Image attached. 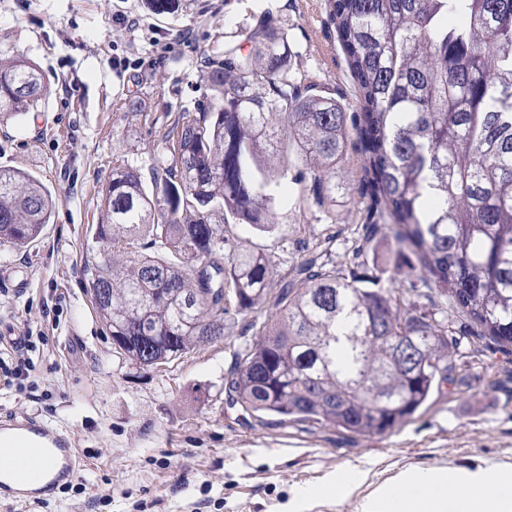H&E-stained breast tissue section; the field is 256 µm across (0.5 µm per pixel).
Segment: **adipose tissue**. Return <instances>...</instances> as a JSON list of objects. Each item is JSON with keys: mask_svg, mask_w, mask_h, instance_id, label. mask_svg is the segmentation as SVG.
I'll return each mask as SVG.
<instances>
[{"mask_svg": "<svg viewBox=\"0 0 512 512\" xmlns=\"http://www.w3.org/2000/svg\"><path fill=\"white\" fill-rule=\"evenodd\" d=\"M357 512H512V467H412L379 483Z\"/></svg>", "mask_w": 512, "mask_h": 512, "instance_id": "ef3b65f1", "label": "adipose tissue"}]
</instances>
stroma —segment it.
<instances>
[{
	"instance_id": "obj_1",
	"label": "stroma",
	"mask_w": 512,
	"mask_h": 512,
	"mask_svg": "<svg viewBox=\"0 0 512 512\" xmlns=\"http://www.w3.org/2000/svg\"><path fill=\"white\" fill-rule=\"evenodd\" d=\"M288 32L299 67L354 102L328 0H177L156 15L147 0H0V47L34 62L48 93L26 115L0 122V166L35 175L57 199L42 237L0 246V329L42 331L35 375L45 398L0 394V416L23 414L66 431L82 458L77 477L40 512H285L294 491L356 471L379 482L409 466H512V351L464 339L458 384L434 393L401 431L364 436L310 423L263 425L224 400L235 353L252 339L245 318L221 341L146 368L116 353L82 270L100 193L116 159L142 170L160 160L176 112L205 92L196 61L241 43L256 14ZM139 95L146 116L122 112ZM352 204L326 217L311 195L278 211L280 227L237 225L250 249L275 253L280 276L317 244L358 223Z\"/></svg>"
}]
</instances>
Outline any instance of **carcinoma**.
Returning <instances> with one entry per match:
<instances>
[{
    "label": "carcinoma",
    "instance_id": "cac0c4a2",
    "mask_svg": "<svg viewBox=\"0 0 512 512\" xmlns=\"http://www.w3.org/2000/svg\"><path fill=\"white\" fill-rule=\"evenodd\" d=\"M356 110L295 68L268 13L200 57L208 93L162 134L145 177L116 160L90 228L85 268L112 345L151 367L224 338V321L263 308L224 393L258 422H310L383 437L401 430L462 356L461 320L512 346V0H329ZM47 87L26 57L0 59V121ZM361 154L363 222L353 269L311 250L279 277L274 256L227 235L278 228L301 186L331 217L349 196L348 146ZM56 199L0 166V245L40 238ZM382 234L411 260L361 277ZM391 286H380L381 275Z\"/></svg>",
    "mask_w": 512,
    "mask_h": 512
}]
</instances>
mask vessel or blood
<instances>
[{"instance_id": "b4317fda", "label": "vessel or blood", "mask_w": 512, "mask_h": 512, "mask_svg": "<svg viewBox=\"0 0 512 512\" xmlns=\"http://www.w3.org/2000/svg\"><path fill=\"white\" fill-rule=\"evenodd\" d=\"M73 438L26 415L0 417V498L36 503L76 476Z\"/></svg>"}]
</instances>
